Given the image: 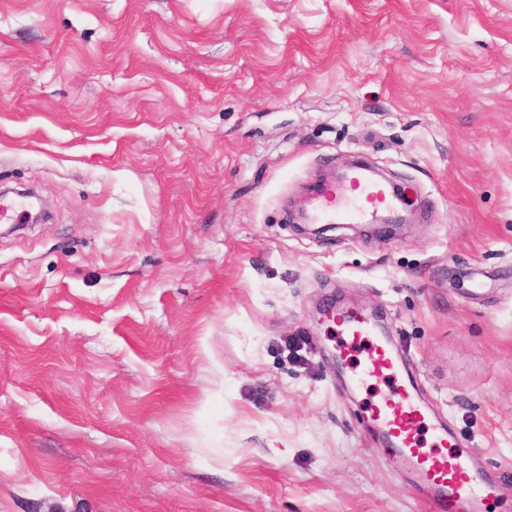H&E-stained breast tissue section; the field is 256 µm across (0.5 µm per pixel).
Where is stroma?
<instances>
[{
    "mask_svg": "<svg viewBox=\"0 0 512 512\" xmlns=\"http://www.w3.org/2000/svg\"><path fill=\"white\" fill-rule=\"evenodd\" d=\"M0 201V512H430L329 306L512 512V0H0ZM345 194L336 187L328 188L318 195L311 221L336 218V215L360 222L368 221L394 207L393 195L383 183L369 179L365 173H356L349 181ZM349 202L353 203L351 207Z\"/></svg>",
    "mask_w": 512,
    "mask_h": 512,
    "instance_id": "35a3bbf8",
    "label": "stroma"
}]
</instances>
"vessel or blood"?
<instances>
[{
  "mask_svg": "<svg viewBox=\"0 0 512 512\" xmlns=\"http://www.w3.org/2000/svg\"><path fill=\"white\" fill-rule=\"evenodd\" d=\"M317 202L312 215L316 221L342 215L363 222L394 206L389 188L362 172L352 177L345 192L326 189ZM328 317L343 339L336 357L353 360L358 384L378 379L389 382L368 407L371 421L382 434L385 457L413 475L416 484L426 490L433 512H492L495 480L476 471L471 451L460 447L449 426L432 421L413 377L401 374L398 354L382 337L374 336L369 320L358 311H332ZM425 431L432 435L427 449L420 439Z\"/></svg>",
  "mask_w": 512,
  "mask_h": 512,
  "instance_id": "obj_1",
  "label": "vessel or blood"
}]
</instances>
